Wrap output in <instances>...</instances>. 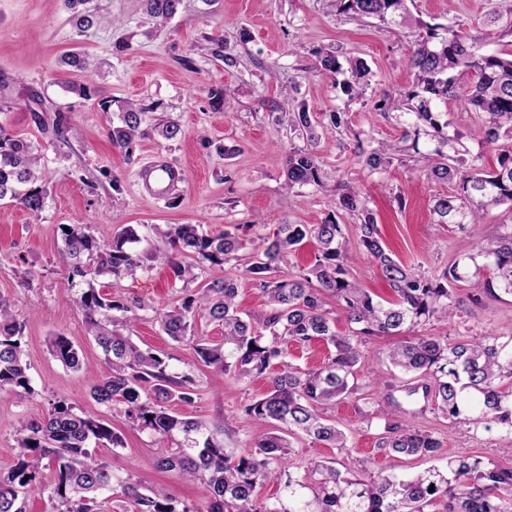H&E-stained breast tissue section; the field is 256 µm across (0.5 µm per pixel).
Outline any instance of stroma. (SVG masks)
Listing matches in <instances>:
<instances>
[{"label":"stroma","mask_w":512,"mask_h":512,"mask_svg":"<svg viewBox=\"0 0 512 512\" xmlns=\"http://www.w3.org/2000/svg\"><path fill=\"white\" fill-rule=\"evenodd\" d=\"M93 5L99 22L81 32L65 0H0V124L41 150L47 188L45 206L36 216L0 202V297L12 303L23 327L32 386L28 393L0 391V469L8 470L16 461L15 432L21 423L42 417L50 402L63 400L108 419L123 437L122 448L95 449L115 474L162 486L176 501L196 504L202 498L200 484L155 467L166 442L134 429L90 396L92 378L106 374L107 366L77 307L63 296L67 280L57 264L61 225L82 222L107 239L128 225L148 240L154 226L166 224H201L214 235L236 231L244 249L223 265L196 268L203 283L241 268L249 249L279 225L333 218L343 224L348 248L357 254L349 266L351 280L390 298L373 262L356 251L358 218L339 207L336 185L350 181L364 190L386 246L425 276L512 224V211L503 206L488 208L480 224L463 231L434 223L433 197L456 192L457 181H427L423 159L411 152L382 172L368 171L359 160L360 151L403 136L404 124L381 115L378 105L385 95L410 89L413 76L407 62L419 23L474 26L491 10H511L512 0H411L409 18L400 24L353 19L337 12L336 0H182L177 14L161 27L145 13L143 0H93ZM217 39L224 41L227 58L213 55ZM329 51L367 64L369 84L362 96L349 98L317 72L319 55ZM73 52L102 64L92 77L91 97L63 87L70 74L62 60ZM469 86V79H462L456 97L437 103L436 109L450 131L462 133L467 157H480L485 167L494 168L500 153L512 152V140L485 147L474 138L485 116L465 105ZM218 92L223 95L219 102L214 99ZM129 103L148 108L145 135L130 161L108 136ZM301 104L316 116L315 150L335 177L318 189L291 191L285 184L286 157L304 142L288 136L282 119ZM336 111L347 120L338 130L328 122L329 113ZM38 114L43 117L39 124L34 121ZM59 115L70 126L62 139L53 133ZM168 120L181 124L182 138L168 141L157 134L155 124ZM158 161L185 175L177 190L161 200L139 182L141 170ZM29 267L38 275L28 285L24 271ZM108 291L148 303L131 333L133 341L164 354L171 371L195 375L199 399L190 406L174 405V414L206 424L226 452H240L253 431L244 407L268 391V376L215 378L188 343L159 329L152 308L178 305L183 297L169 267L153 265L112 283ZM473 295L468 284H456L455 320L427 323L423 333L452 341L470 335L512 336V297L477 301ZM57 335L81 350L84 370L67 369L51 355L49 342ZM392 342V337L380 336L363 346L356 393L324 411L346 432L352 459L364 461L370 471L398 475L433 462L392 458L378 448L383 426L376 413L391 396L402 410L415 414L419 426L440 438L439 465L470 454L512 467V443L499 432H468L422 396H406V376L390 372L384 357Z\"/></svg>","instance_id":"1"}]
</instances>
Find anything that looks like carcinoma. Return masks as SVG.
I'll return each mask as SVG.
<instances>
[{
  "instance_id": "obj_1",
  "label": "carcinoma",
  "mask_w": 512,
  "mask_h": 512,
  "mask_svg": "<svg viewBox=\"0 0 512 512\" xmlns=\"http://www.w3.org/2000/svg\"><path fill=\"white\" fill-rule=\"evenodd\" d=\"M92 0H66L77 10L79 31L97 22ZM338 8L358 18L383 23L405 19L408 0H336ZM147 14L163 24L173 18L181 0H144ZM409 58L414 71L413 88L400 98L383 100L379 108L399 111L409 131L396 143H380L363 159L369 171L392 165L406 151L403 143L417 146L420 131L431 130L439 146L423 155L427 179H459V192L434 198L432 212L438 224L465 229L480 223L482 212L506 205L512 210V155L498 159V168L477 164L462 171L457 145L462 134L448 135L436 101L455 96L459 81L471 76L467 105L484 113L488 121L476 137L487 146L500 138L512 140V58L486 50L496 39L512 36V17L491 12L481 27L463 30L424 24ZM317 70L336 80L342 92L353 99L363 94L369 70L361 59L342 64L338 55L319 56ZM343 79H338V76ZM112 127L113 146L133 157L144 135L145 109L134 105L119 115ZM289 131L303 137L307 147L288 153L286 186L292 190L321 187L332 178L315 152L318 122L305 106L288 113ZM338 204L357 215L358 244L376 263L394 300L384 304L349 280L350 258L343 225L334 219L321 224H281L273 238L254 248L247 264L237 273H226L201 288L184 290L179 305L154 308V320L173 340L191 343L199 361L220 377L237 380L271 373V386L261 398L244 408L256 423L250 446L229 455L224 444L193 419L180 418L169 404H194L198 382L188 373H173L165 359L150 348L142 349L131 339L139 312L149 306L139 299L102 294L100 279L119 280L156 262L172 269L175 278L188 283L196 279V264L222 265L226 256L245 248L236 234L226 230L212 235L201 224H167L155 227L156 239L145 252L134 245L137 232L125 227L112 240L71 224L61 231L64 248L59 262L67 282L85 285L74 298L82 313L86 332L105 356L108 374L93 380L91 397L112 408L141 432L173 447L156 458L160 471H178L204 488L199 506L179 504L159 488L127 479L120 480L98 461L90 443L124 447L121 435L101 417L84 412L65 401L51 404L46 415L29 420L16 430V463L0 471V512H25L26 498L43 492L37 482L40 469H55V484L48 495L51 512H103L104 494L120 498L130 512H425L437 503L443 512H512V468L477 456L459 455L446 467L431 466L410 477L379 472L363 477L361 464L345 471L335 462L316 464L295 474H286L288 503L258 501L257 488L272 473L271 465L285 459L290 437L304 434L330 448L345 451L347 436L328 422L321 409L355 389L360 347L374 336H401L387 352L389 363L413 380H422L425 396L436 409L468 431L497 428L512 441V336H479L448 341L446 336L418 335V328L436 319L456 315L452 287L468 281L478 294L499 298L512 295V225L492 239L476 245V252L453 262L432 278L394 259L387 252L374 214L361 192L344 182L337 185ZM45 182L42 154L0 124V201L13 202L36 216L44 208ZM314 245V261L296 272L288 270L291 257L306 244ZM250 280L267 298L266 309L243 318L237 296L240 283ZM332 297L349 324L336 330V320L325 308ZM224 329V341L210 342L194 334L197 319ZM22 327L10 303L0 298V390L32 392L22 342ZM293 341H321L328 347L325 362L303 369L288 361L283 345ZM51 355L63 366H83L79 350L66 337L51 340ZM384 432L378 447L396 458L439 456L442 441L402 416L399 404L389 400L383 411ZM434 491H429V488Z\"/></svg>"
}]
</instances>
